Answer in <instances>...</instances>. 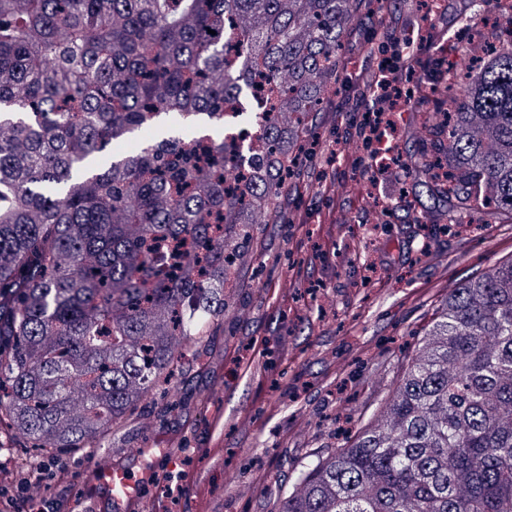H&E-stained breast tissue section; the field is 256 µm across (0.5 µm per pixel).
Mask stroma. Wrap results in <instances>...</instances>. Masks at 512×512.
Returning <instances> with one entry per match:
<instances>
[{
	"label": "stroma",
	"instance_id": "1",
	"mask_svg": "<svg viewBox=\"0 0 512 512\" xmlns=\"http://www.w3.org/2000/svg\"><path fill=\"white\" fill-rule=\"evenodd\" d=\"M421 7L392 0L376 19L368 0H355L349 31L363 35L382 20L406 38ZM441 120L404 115L398 145L416 164L438 154L429 129ZM335 125L334 112L313 117L303 168L323 166L333 140L345 162L365 157L361 140H335ZM360 182L348 172L318 194L293 179L281 218L258 215L246 254L234 259L224 318L186 367L178 398L144 399L110 436L109 455L140 492L135 508L112 512H203L209 503L219 512H276L304 457L342 445L334 418H367L392 396L404 353L418 352L441 301L512 260L511 217L490 208L449 229L423 223L448 200L398 169L365 212ZM135 448L152 449L158 483H149ZM172 454L198 477L203 497L167 495ZM84 463L64 456L6 489L45 512H96Z\"/></svg>",
	"mask_w": 512,
	"mask_h": 512
}]
</instances>
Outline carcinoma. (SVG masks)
I'll return each mask as SVG.
<instances>
[{"label":"carcinoma","mask_w":512,"mask_h":512,"mask_svg":"<svg viewBox=\"0 0 512 512\" xmlns=\"http://www.w3.org/2000/svg\"><path fill=\"white\" fill-rule=\"evenodd\" d=\"M354 0H0V418L41 456L109 444L224 319L251 241L324 110ZM216 31L212 35L208 30ZM444 102L448 223L512 215V39ZM261 71L246 172L224 106ZM163 115L215 126L88 159ZM429 350L345 444L313 454L277 512H512V261L445 299Z\"/></svg>","instance_id":"cac0c4a2"}]
</instances>
